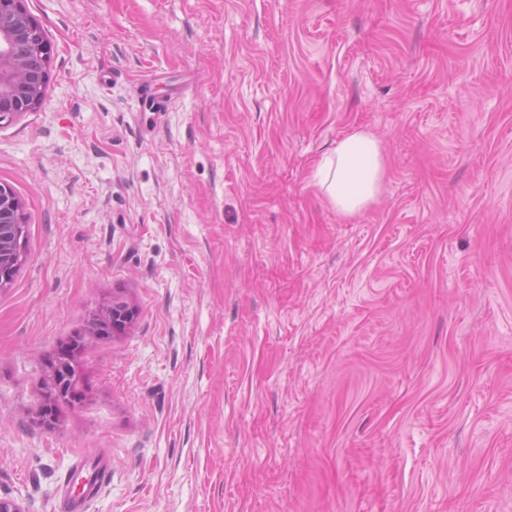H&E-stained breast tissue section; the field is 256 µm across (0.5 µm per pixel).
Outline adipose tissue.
Masks as SVG:
<instances>
[{
  "label": "adipose tissue",
  "mask_w": 512,
  "mask_h": 512,
  "mask_svg": "<svg viewBox=\"0 0 512 512\" xmlns=\"http://www.w3.org/2000/svg\"><path fill=\"white\" fill-rule=\"evenodd\" d=\"M385 172L380 140L357 130L339 140L324 156L314 179L337 212L352 217L376 200Z\"/></svg>",
  "instance_id": "obj_1"
}]
</instances>
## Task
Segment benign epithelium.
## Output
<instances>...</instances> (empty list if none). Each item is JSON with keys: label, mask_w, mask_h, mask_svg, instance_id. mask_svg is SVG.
<instances>
[{"label": "benign epithelium", "mask_w": 512, "mask_h": 512, "mask_svg": "<svg viewBox=\"0 0 512 512\" xmlns=\"http://www.w3.org/2000/svg\"><path fill=\"white\" fill-rule=\"evenodd\" d=\"M50 46L38 21L25 9L23 0H0V124L41 106L49 81ZM26 224L20 200L9 187L0 184V288L11 283L22 260L21 246ZM130 319L125 304L95 318L85 331L100 336L119 331ZM70 353L57 359L60 387L76 380L69 369Z\"/></svg>", "instance_id": "obj_1"}]
</instances>
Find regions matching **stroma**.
Masks as SVG:
<instances>
[{
  "label": "stroma",
  "instance_id": "35a3bbf8",
  "mask_svg": "<svg viewBox=\"0 0 512 512\" xmlns=\"http://www.w3.org/2000/svg\"><path fill=\"white\" fill-rule=\"evenodd\" d=\"M0 124V496L60 512H512V0H24ZM356 130L362 214L312 173ZM82 400L37 411L62 344ZM50 46L23 0H0V124L41 106ZM385 172L380 140L369 132L356 130L324 156L314 180L337 212L352 217L376 200ZM25 229L20 200L11 188L0 184V288L11 283L22 260ZM130 319V312L124 303L115 302L112 308L107 310L104 314L95 318L85 333L82 335V340L86 336H100L106 334L111 328L113 331L122 330ZM110 472L111 466L108 464H101L96 468L89 469L85 462L80 461L76 467V475H83L88 493L81 499H73L65 491L61 502L63 512H87L89 498L94 494L95 489L105 482Z\"/></svg>",
  "mask_w": 512,
  "mask_h": 512
}]
</instances>
